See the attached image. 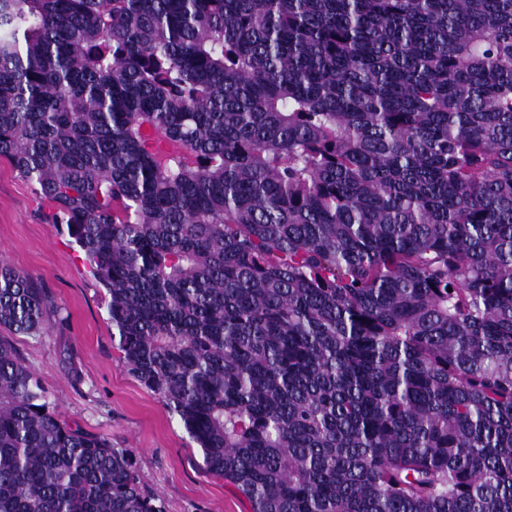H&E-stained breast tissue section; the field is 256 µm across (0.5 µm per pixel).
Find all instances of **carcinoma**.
I'll use <instances>...</instances> for the list:
<instances>
[{
    "instance_id": "carcinoma-1",
    "label": "carcinoma",
    "mask_w": 512,
    "mask_h": 512,
    "mask_svg": "<svg viewBox=\"0 0 512 512\" xmlns=\"http://www.w3.org/2000/svg\"><path fill=\"white\" fill-rule=\"evenodd\" d=\"M1 158L251 512H512V0H0ZM0 512H163L2 339Z\"/></svg>"
}]
</instances>
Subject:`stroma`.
I'll use <instances>...</instances> for the list:
<instances>
[{
	"label": "stroma",
	"mask_w": 512,
	"mask_h": 512,
	"mask_svg": "<svg viewBox=\"0 0 512 512\" xmlns=\"http://www.w3.org/2000/svg\"><path fill=\"white\" fill-rule=\"evenodd\" d=\"M50 202L0 159V262L42 288L41 333L0 330L38 375L60 418L137 459L164 512H251L234 486L205 473L200 448L161 399L129 374L112 344L109 297L79 248L48 221Z\"/></svg>",
	"instance_id": "obj_1"
}]
</instances>
